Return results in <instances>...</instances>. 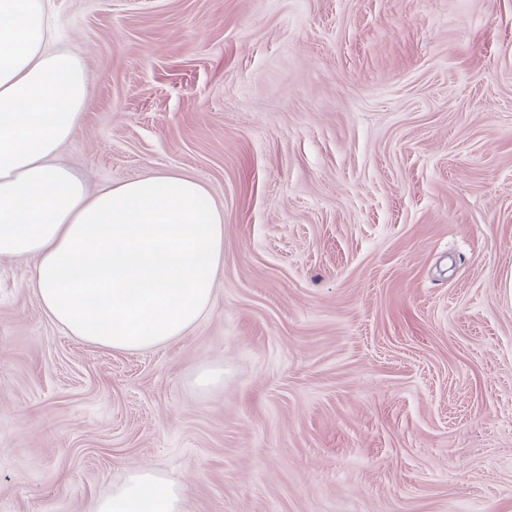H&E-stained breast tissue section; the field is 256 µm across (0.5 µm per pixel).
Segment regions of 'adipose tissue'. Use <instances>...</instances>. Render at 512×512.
I'll list each match as a JSON object with an SVG mask.
<instances>
[{
  "mask_svg": "<svg viewBox=\"0 0 512 512\" xmlns=\"http://www.w3.org/2000/svg\"><path fill=\"white\" fill-rule=\"evenodd\" d=\"M50 0H0V261L31 259L45 312L120 351L167 344L210 307L224 216L188 176L149 175L89 193L55 163L87 104L81 56L50 49ZM181 486L131 470L94 512H184Z\"/></svg>",
  "mask_w": 512,
  "mask_h": 512,
  "instance_id": "obj_1",
  "label": "adipose tissue"
}]
</instances>
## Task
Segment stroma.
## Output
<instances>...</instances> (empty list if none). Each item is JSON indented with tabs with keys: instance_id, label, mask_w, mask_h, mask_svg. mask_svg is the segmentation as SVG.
Here are the masks:
<instances>
[{
	"instance_id": "stroma-1",
	"label": "stroma",
	"mask_w": 512,
	"mask_h": 512,
	"mask_svg": "<svg viewBox=\"0 0 512 512\" xmlns=\"http://www.w3.org/2000/svg\"><path fill=\"white\" fill-rule=\"evenodd\" d=\"M89 191L189 175L215 299L84 342L0 262V512H512V0H50ZM222 372L202 388L201 372ZM181 486L155 469L135 468L97 500L93 512H185Z\"/></svg>"
}]
</instances>
